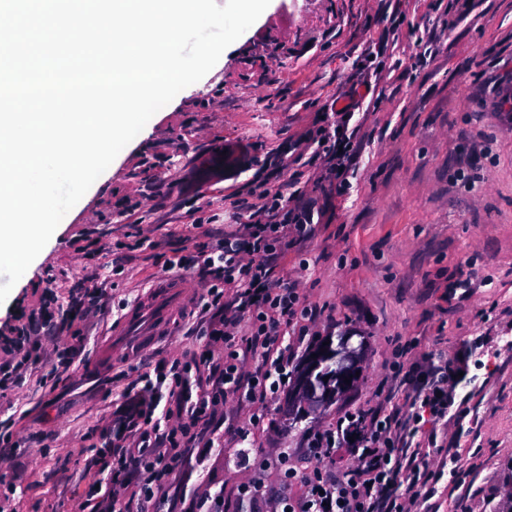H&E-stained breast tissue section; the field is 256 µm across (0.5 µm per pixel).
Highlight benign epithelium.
Returning <instances> with one entry per match:
<instances>
[{
	"mask_svg": "<svg viewBox=\"0 0 512 512\" xmlns=\"http://www.w3.org/2000/svg\"><path fill=\"white\" fill-rule=\"evenodd\" d=\"M329 349L334 362L329 379L319 382L313 380V371L323 358L320 352L317 357L306 360L304 370L291 391L292 404L302 407L308 413L319 412L332 402L342 399L357 387L360 377L356 373L363 372V351L360 347L352 346L351 336L343 334L337 337L336 344L329 345ZM346 378L351 383H345Z\"/></svg>",
	"mask_w": 512,
	"mask_h": 512,
	"instance_id": "benign-epithelium-1",
	"label": "benign epithelium"
}]
</instances>
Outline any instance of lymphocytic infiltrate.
Here are the masks:
<instances>
[{"label":"lymphocytic infiltrate","mask_w":512,"mask_h":512,"mask_svg":"<svg viewBox=\"0 0 512 512\" xmlns=\"http://www.w3.org/2000/svg\"><path fill=\"white\" fill-rule=\"evenodd\" d=\"M316 155L326 162V175L337 193L347 186L345 173L355 156L350 135L319 128L311 137ZM301 193L296 181L284 188L263 189L262 206L251 220L232 213L229 233H207L189 261L201 274L197 336L203 340L205 364L211 365L212 389L194 397L191 381L179 363L156 375H142L136 407L102 432L96 462L111 476L113 489L101 495L96 512H116V492L131 490L139 512H165L174 475L182 469L196 441L220 448L223 438L205 437L195 423L208 404L235 396L253 406L252 424L263 419L262 410L284 385L288 356L284 341L314 336L321 313L306 304L296 281L272 276V262L289 240L305 237L314 222L311 206H294ZM249 319L246 333H238L242 319ZM71 320L56 315L53 300L30 314L0 349L9 362L0 365V386L29 363L42 346L43 336L70 331ZM223 348V364H215L216 348ZM256 363L243 367L245 358ZM387 382H409L414 397L407 407L380 405L358 408L339 416L334 425L306 438V455L293 460L287 451L276 458L260 459L245 448L244 431H232L237 448L234 466L244 470L240 494L258 503L269 476L291 487V494L274 499L268 512H411L410 505L434 478L430 452L415 437L422 420H437L448 411L450 375L447 366L428 362L407 363L402 349H395ZM173 400L177 421L162 425L155 416L162 399ZM348 449L355 463L338 466L339 449Z\"/></svg>","instance_id":"obj_1"}]
</instances>
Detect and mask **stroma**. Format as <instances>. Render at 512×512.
I'll return each instance as SVG.
<instances>
[{
    "label": "stroma",
    "instance_id": "35a3bbf8",
    "mask_svg": "<svg viewBox=\"0 0 512 512\" xmlns=\"http://www.w3.org/2000/svg\"><path fill=\"white\" fill-rule=\"evenodd\" d=\"M354 100L357 156L339 195L305 143L326 107ZM283 152L288 168L268 188L298 178L319 215L273 274L296 280L321 309L319 337L350 331L363 343V375L318 414L296 417L286 386L263 424L231 399L202 427L243 428L259 456L298 450L347 409L407 401L409 385L382 388L395 346L444 357L458 375L448 415L422 434L435 440L432 462L441 450L455 454L461 485L440 479L414 510L501 512L512 493V0H270L223 66L156 113L0 305V336L49 292L74 311L77 289L103 288L111 305L74 322L69 368L56 367L47 338L0 389V431L13 441L0 446L12 484L0 512H94L85 492L109 488L110 475L93 450L136 401L137 378L174 361L207 377L195 334L198 271L178 261L203 239L196 220L247 197L255 170ZM170 274L190 292L161 334L127 355L102 353V334ZM242 478L227 451L194 448L169 498L179 508L186 495L220 489L224 512H249Z\"/></svg>",
    "mask_w": 512,
    "mask_h": 512
}]
</instances>
